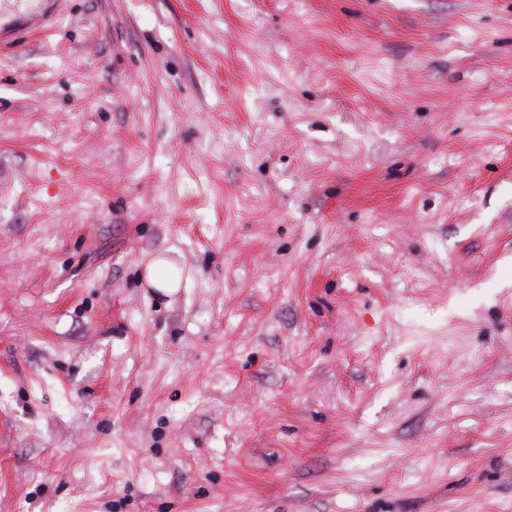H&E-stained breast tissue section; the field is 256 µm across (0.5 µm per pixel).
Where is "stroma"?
Wrapping results in <instances>:
<instances>
[{"label": "stroma", "mask_w": 512, "mask_h": 512, "mask_svg": "<svg viewBox=\"0 0 512 512\" xmlns=\"http://www.w3.org/2000/svg\"><path fill=\"white\" fill-rule=\"evenodd\" d=\"M0 512H512V0L0 47ZM146 282L163 293H171L180 288V277L165 259H158L145 270Z\"/></svg>", "instance_id": "1"}]
</instances>
